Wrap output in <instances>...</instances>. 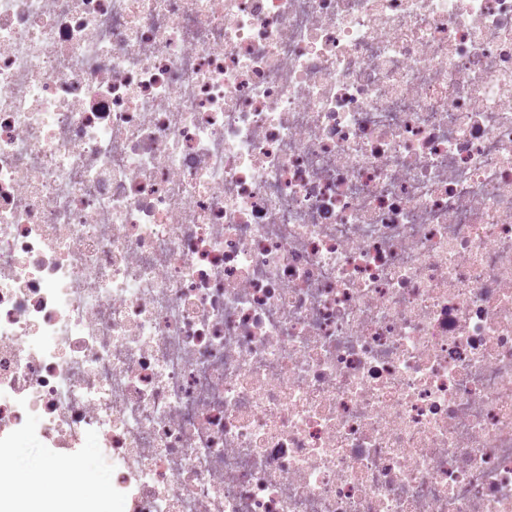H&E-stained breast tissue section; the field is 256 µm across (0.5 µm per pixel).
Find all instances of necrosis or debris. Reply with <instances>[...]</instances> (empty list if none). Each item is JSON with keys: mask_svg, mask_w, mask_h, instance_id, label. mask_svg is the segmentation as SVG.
<instances>
[{"mask_svg": "<svg viewBox=\"0 0 512 512\" xmlns=\"http://www.w3.org/2000/svg\"><path fill=\"white\" fill-rule=\"evenodd\" d=\"M21 433L120 512H512V0H0ZM83 462V471L93 477L92 493L87 499L92 498L100 487H104L105 492L94 498H98L100 501L105 499L109 504L112 503L111 480L107 471L108 468L98 454L97 448H93V445H89L88 448H85Z\"/></svg>", "mask_w": 512, "mask_h": 512, "instance_id": "1", "label": "necrosis or debris"}]
</instances>
